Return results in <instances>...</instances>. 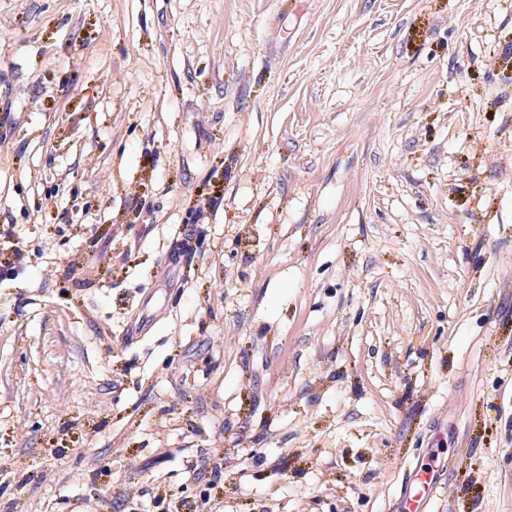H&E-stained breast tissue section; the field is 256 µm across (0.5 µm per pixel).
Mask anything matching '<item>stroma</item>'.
I'll list each match as a JSON object with an SVG mask.
<instances>
[{"label": "stroma", "mask_w": 512, "mask_h": 512, "mask_svg": "<svg viewBox=\"0 0 512 512\" xmlns=\"http://www.w3.org/2000/svg\"><path fill=\"white\" fill-rule=\"evenodd\" d=\"M0 226V512H512V0H0Z\"/></svg>", "instance_id": "35a3bbf8"}]
</instances>
